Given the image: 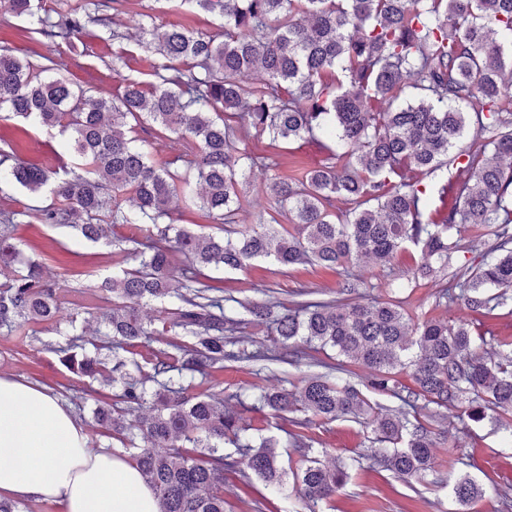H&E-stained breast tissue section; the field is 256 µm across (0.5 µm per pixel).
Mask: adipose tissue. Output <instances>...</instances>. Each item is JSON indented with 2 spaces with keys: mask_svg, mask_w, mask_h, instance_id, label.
Returning a JSON list of instances; mask_svg holds the SVG:
<instances>
[{
  "mask_svg": "<svg viewBox=\"0 0 512 512\" xmlns=\"http://www.w3.org/2000/svg\"><path fill=\"white\" fill-rule=\"evenodd\" d=\"M50 500L63 512H160L128 461L91 447L47 388L0 375V497Z\"/></svg>",
  "mask_w": 512,
  "mask_h": 512,
  "instance_id": "adipose-tissue-1",
  "label": "adipose tissue"
}]
</instances>
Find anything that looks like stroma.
Wrapping results in <instances>:
<instances>
[{
  "label": "stroma",
  "instance_id": "1",
  "mask_svg": "<svg viewBox=\"0 0 512 512\" xmlns=\"http://www.w3.org/2000/svg\"><path fill=\"white\" fill-rule=\"evenodd\" d=\"M148 21L174 23L194 32L212 34L219 30V21L213 14L195 6L180 5L178 0H125L123 10L104 7L94 13L79 40L57 46L58 74L107 95L121 91L128 80L151 87L161 57L144 52L138 44L139 26ZM47 43L46 37L32 32L27 19L0 9V47L34 60L45 52ZM118 54L125 57L126 65L116 73L112 70V58ZM228 122L237 129L253 155L270 161L269 168L255 171L242 188L240 223H253L259 214L286 223V216L279 213L265 188L267 179L277 175H305L325 163L327 150L301 141L275 145L268 137L257 135L237 116H230ZM9 143L23 159L53 167L59 164L62 138L57 131L30 127L18 135L12 122L0 121V150ZM15 235L26 255L43 262L50 279L68 280L75 288L86 287L123 266L117 247L87 241L67 229L20 224ZM420 261V248L411 245L399 252L387 267L362 262L350 269L310 265L284 268L270 260H258L247 270L216 271L212 277L214 286L222 288L225 296L243 302L256 300L260 288L267 286L288 308L302 289L311 291L316 300L341 299V286L352 274L370 286L371 296L401 300L413 322L431 316L446 321L463 319L469 321L474 334L492 330L497 335L512 337V298L480 316L458 302L436 306L432 288L398 287V275L413 271ZM67 342V337L41 326L31 333L23 329L10 334L0 332V374L13 375L51 390L87 426L91 443L110 447L113 454L125 456L120 442L101 436L99 428L93 425L92 409L101 382L76 376L59 363L54 349ZM313 372V367L304 361L276 362L260 374L249 364L228 361L223 369L212 374L209 388L247 400L259 388H290ZM239 416L251 435L277 440L279 463L286 471L301 466L299 453L287 444L286 431L290 427L287 420L267 409L243 410ZM433 428L440 433L443 445L434 451L433 472L416 488H409L391 471L370 466L363 457L372 438L369 429L359 420L339 418L313 421L305 430L313 441L314 456L325 454L349 466L350 477L333 498L307 505L290 479L277 488L260 486L259 491L278 512H512V426L499 425L492 411L483 421L474 423L462 409L439 408L435 411ZM464 474L484 491L481 498L468 505L459 504L452 496L453 484Z\"/></svg>",
  "mask_w": 512,
  "mask_h": 512
}]
</instances>
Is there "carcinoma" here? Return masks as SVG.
Listing matches in <instances>:
<instances>
[{"instance_id": "1", "label": "carcinoma", "mask_w": 512, "mask_h": 512, "mask_svg": "<svg viewBox=\"0 0 512 512\" xmlns=\"http://www.w3.org/2000/svg\"><path fill=\"white\" fill-rule=\"evenodd\" d=\"M217 15L214 35L176 25L141 27V46L165 63L156 83L144 89L128 80L121 93L105 97L74 88L54 73V50L34 64L0 49V120L58 129L67 136L72 168L40 166L1 153L12 179L33 194L46 190L55 201L26 211L0 210V329L56 325L67 296L79 292L108 303L98 308L95 355H77L79 338L57 349L60 361L88 378L110 380L102 351L117 354L150 336H168L166 349L146 371L121 379L120 401L147 413L133 423L120 410L99 404L100 428L137 449L134 461L154 490L161 512H224V472L248 470L267 484H282L271 440L245 435L237 413L219 393L194 392L224 360L251 364L286 361L274 349L296 355L325 347L344 363L372 370L367 387L400 401L396 413L380 414L346 381L312 375L293 390H259L252 406L282 414L302 411L287 432L294 448H311L301 429L312 418H361L374 442L393 447L374 463L408 484L433 468L437 447L431 424L418 419L429 405L467 403L474 422L494 409L504 425L512 420V355L485 349L465 322L427 319L413 323L398 301H302L276 315L271 299L241 304L249 323L276 325L275 348L259 344L236 352L226 346L243 320L229 316L222 290L207 271L244 270L262 258L284 267L310 263L324 268L366 258L383 266L408 243L422 245L424 262L406 287L429 282L437 305L461 302L471 312L503 304L512 289V0H180ZM25 16L35 32L72 43L90 17L82 10L60 14L43 0H3ZM264 87L251 90L256 69ZM234 112L258 134L275 142L334 139L327 162L304 178L276 176L267 189L288 216L287 224L237 223L239 178L267 166L264 158L235 146L236 130L224 121ZM153 125L156 138L184 140L188 153L156 159L129 136V121ZM492 146L457 150L465 133ZM453 166L455 175L440 171ZM417 171L431 188L406 179ZM443 203L431 209L429 193ZM353 207L336 213L334 199ZM206 212L217 232L199 234L174 223L172 204ZM77 231L92 242H131L123 248L134 262L81 290L49 280L41 261L24 254L14 234L22 218ZM130 224L138 236L112 239V229ZM493 227L490 258L471 272L446 279L461 248L459 228ZM173 301L163 329L143 314L152 302ZM303 341V350L297 341ZM410 371L411 385L398 375ZM161 375L158 389L148 387ZM234 451L227 453L224 444ZM349 467H328L308 458L293 474L302 496L327 500L347 482ZM454 498L469 504L483 489L460 477Z\"/></svg>"}]
</instances>
